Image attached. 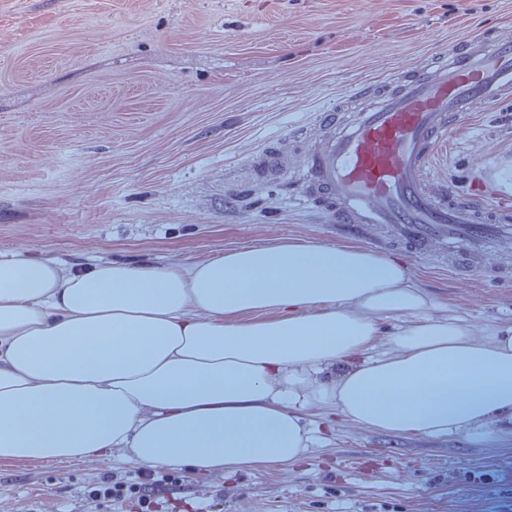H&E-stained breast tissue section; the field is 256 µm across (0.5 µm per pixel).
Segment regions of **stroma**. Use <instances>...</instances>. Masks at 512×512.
Masks as SVG:
<instances>
[{
	"label": "stroma",
	"instance_id": "35a3bbf8",
	"mask_svg": "<svg viewBox=\"0 0 512 512\" xmlns=\"http://www.w3.org/2000/svg\"><path fill=\"white\" fill-rule=\"evenodd\" d=\"M512 30V0H0V258L188 266L280 242L374 248L404 262L430 316L480 333L512 327V265L464 278L446 260L373 245L322 205L243 160L298 158L312 110L383 88L444 57L466 31ZM483 172L512 194V103L472 113L434 178L463 191ZM299 462L233 474L169 465L176 512H512V417L454 435L380 432L337 419ZM107 464L0 460V512H85Z\"/></svg>",
	"mask_w": 512,
	"mask_h": 512
}]
</instances>
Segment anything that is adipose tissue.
<instances>
[{"label": "adipose tissue", "instance_id": "obj_1", "mask_svg": "<svg viewBox=\"0 0 512 512\" xmlns=\"http://www.w3.org/2000/svg\"><path fill=\"white\" fill-rule=\"evenodd\" d=\"M402 261L279 243L190 267L0 259V459L235 473L294 463L305 409L441 436L512 415V329L427 316ZM396 327L382 338L379 319Z\"/></svg>", "mask_w": 512, "mask_h": 512}]
</instances>
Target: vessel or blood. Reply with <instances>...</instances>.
I'll list each match as a JSON object with an SVG mask.
<instances>
[{
  "mask_svg": "<svg viewBox=\"0 0 512 512\" xmlns=\"http://www.w3.org/2000/svg\"><path fill=\"white\" fill-rule=\"evenodd\" d=\"M354 113L317 111L324 135L305 153L289 205L322 200L337 223L358 230L389 228L393 241L421 255L455 248L462 259L512 254V198L489 200L480 186L460 195L431 180V169L459 120L512 99V37L462 34L446 62L425 61L417 76L395 79L374 96L348 91ZM248 163L287 178L283 156L262 151Z\"/></svg>",
  "mask_w": 512,
  "mask_h": 512,
  "instance_id": "1",
  "label": "vessel or blood"
}]
</instances>
